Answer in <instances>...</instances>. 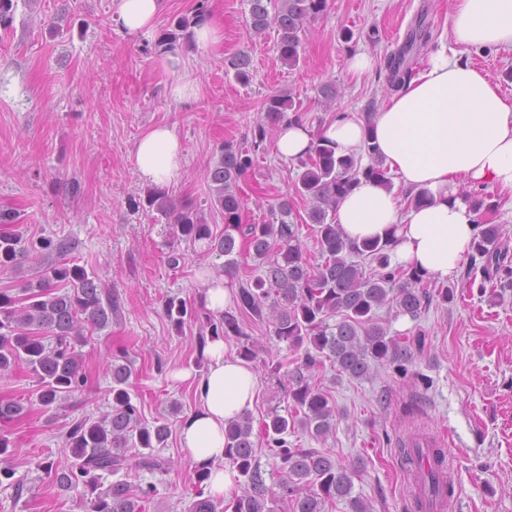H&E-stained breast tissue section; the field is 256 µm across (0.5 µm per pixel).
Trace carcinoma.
Wrapping results in <instances>:
<instances>
[{
    "mask_svg": "<svg viewBox=\"0 0 512 512\" xmlns=\"http://www.w3.org/2000/svg\"><path fill=\"white\" fill-rule=\"evenodd\" d=\"M249 5L253 31L262 33L275 27L280 59L296 67L307 23L327 9L328 0H249ZM428 38L429 32L421 30V35L409 37L399 54L388 59L386 68L393 90H400L411 79L410 54ZM250 64V56L241 52L227 60L226 70L245 84L250 78ZM263 111L264 116L251 130L250 146L224 143L219 161L205 172L211 204L224 216V233H213L193 209H177L168 194L157 188L148 190L144 200L133 202L135 207L164 216L173 225L175 236L202 244L203 257L214 259L219 273L237 277L244 253L257 261L261 273L250 274L239 283L234 305L224 309L219 318L205 315L208 336L236 338L240 357L258 362L268 375L288 381L283 410L273 408L257 428L246 413L224 429V460L238 473L234 497L221 503L205 494L207 472L197 467V490L188 512H274L271 504L277 501L289 506L291 512H329L339 499L349 500L352 512H368L363 500L351 497L355 466L340 464L314 448H299L285 435L299 427L316 437H325L333 430L335 405L316 381V373L325 362L353 379L368 377L374 365L407 372L406 364L414 351L422 350V339L409 341L388 335L379 322L378 310L391 306L396 313L415 319L435 298L448 303L451 291L440 288L434 292L428 289L424 275L390 266L388 242L374 239L356 243L343 237L335 216L339 199L362 178L388 183L378 148L369 141L365 151L373 162L364 167L353 157L336 156L328 140L318 135L309 154L298 160L295 191L310 202L307 218L321 262L313 264L307 258L301 225L292 220L288 197L269 205L262 223H245L239 183L253 169L254 154L281 123L299 119L295 101L284 94L266 98ZM477 228L473 251L482 260L483 280H497L498 287H508L512 267L505 264L507 253L499 248L501 225L483 223ZM31 249L52 256V261L25 282L21 293L0 288V374L17 368L29 372L36 382L29 405L49 410L85 387L87 375L76 345L83 341L85 328H102L112 320L117 301L84 267L66 260L73 249L71 240L43 237L31 244ZM21 253V240L16 235L0 232V272L15 270ZM367 262L372 264L368 270ZM164 312L179 327L185 318L192 317L193 307L170 297ZM249 320L269 323L271 336L286 343L294 359L260 358L261 344L245 330ZM47 336L54 342H45ZM126 358L123 350L113 354L108 414L99 420L82 417L68 429L65 447L70 450L72 463L39 464L58 489L82 488L88 512H146L155 493L153 485L134 487L119 480L104 489L101 479L121 471L128 474L165 468V461L150 450L164 445L169 427L165 423L141 424V411L129 393L131 370ZM25 411L27 407L20 402L0 400L1 462L15 448L4 427ZM264 446L279 460L269 473L261 469L259 461ZM404 453L423 484L418 512H434L435 507L444 506L451 494L447 450L429 440L426 447L416 443Z\"/></svg>",
    "mask_w": 512,
    "mask_h": 512,
    "instance_id": "carcinoma-1",
    "label": "carcinoma"
}]
</instances>
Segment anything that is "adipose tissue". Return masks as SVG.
Listing matches in <instances>:
<instances>
[{
    "instance_id": "obj_1",
    "label": "adipose tissue",
    "mask_w": 512,
    "mask_h": 512,
    "mask_svg": "<svg viewBox=\"0 0 512 512\" xmlns=\"http://www.w3.org/2000/svg\"><path fill=\"white\" fill-rule=\"evenodd\" d=\"M163 0H113L112 19L121 31L149 32ZM453 41L465 47L512 52V0H455ZM336 155L357 154L373 139L399 184L426 192L424 204L404 207L394 189L360 180L341 199L336 222L349 239L389 242V261L444 281L466 260L479 218L457 182L490 186L512 199V101L482 71L430 53L424 69L369 119L337 117L321 130ZM140 181L163 185L183 168L185 147L174 129L158 124L137 142ZM202 374L179 372L191 381L194 407L182 420L180 445L209 474L211 496L231 497L236 473L224 466V429L252 409L259 388L253 367L227 354L223 339L207 341Z\"/></svg>"
}]
</instances>
